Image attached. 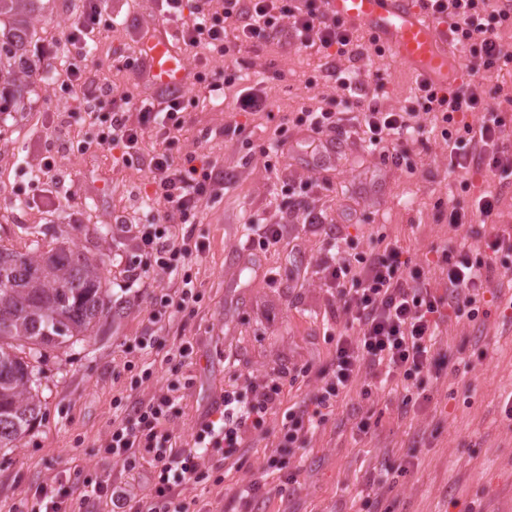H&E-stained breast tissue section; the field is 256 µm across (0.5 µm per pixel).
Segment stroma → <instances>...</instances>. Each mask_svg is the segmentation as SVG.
<instances>
[{
  "label": "stroma",
  "instance_id": "obj_1",
  "mask_svg": "<svg viewBox=\"0 0 512 512\" xmlns=\"http://www.w3.org/2000/svg\"><path fill=\"white\" fill-rule=\"evenodd\" d=\"M81 5L35 2L30 50L39 69L21 109L0 114V244L23 251L36 237L47 246L64 239L80 250L99 247L115 315L103 332L81 346L50 352L42 363V413L17 447L0 449V512H31L36 489L60 472L76 493L98 481L145 494L146 469L126 471L102 447L114 400L130 402L178 382L171 426L188 443L242 376L306 369V376L285 383L269 437L253 440L230 460L212 454L206 479L177 489L194 512H244L238 486L257 477L261 463L275 453L285 412L320 387L319 372L329 367L336 347L333 334L344 322L317 272L336 242L303 223L302 210H323L333 218L341 229L337 244L347 256L395 244L434 279L438 256L457 236L442 206L453 196L469 210L481 194L497 193L500 221L512 225V174L449 170L442 127L428 115L421 116L422 129L402 166L359 140L353 118L367 96L378 95L387 109L416 104L417 78L391 50L358 62L361 99L345 98L323 78L326 67L345 68L348 60L313 48L258 46L225 61L184 50L190 70L206 82L222 81L229 68L244 82L225 85L219 95L200 90L171 147L175 157L191 154L200 165L223 163L233 177L223 192L203 201L200 223L173 227L206 245L188 266L201 295L194 314L155 315L157 283L172 291L180 285L163 273L153 281L131 279L132 271L153 261L136 227L145 221L143 202L155 191L147 165L156 141L146 136L138 160L114 164L110 152L91 143L97 124H75L55 63L43 54L47 44L64 42ZM105 15L114 26L96 34L90 65L134 98L149 95L150 87L129 64L163 21L154 0H106ZM262 73L271 77L268 111L238 112L241 85H253ZM332 99L340 100L347 115L336 134L295 126L301 108L316 109ZM286 122L291 128L283 155L266 160L261 147L279 137ZM47 154L56 156L57 165L48 178H36ZM273 213L289 223L287 244L243 251V224ZM98 226L107 231L105 242L94 238ZM477 304L488 313L484 323L452 315L443 324L439 379L418 389L383 391L370 401L352 390L316 430L303 459L285 457L284 470L297 472L296 483L268 494L258 512H512V419L505 413L512 405V289H490ZM145 336L159 338L160 347L134 350ZM182 341L192 343V358L166 362L168 348ZM147 367L153 378L138 382L139 370ZM406 395L412 401L404 413ZM360 416L368 418L369 433L358 432ZM386 456H409L414 465L391 476L382 499L365 498L370 472Z\"/></svg>",
  "mask_w": 512,
  "mask_h": 512
}]
</instances>
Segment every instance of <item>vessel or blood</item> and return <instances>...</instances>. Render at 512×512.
Wrapping results in <instances>:
<instances>
[{
    "label": "vessel or blood",
    "mask_w": 512,
    "mask_h": 512,
    "mask_svg": "<svg viewBox=\"0 0 512 512\" xmlns=\"http://www.w3.org/2000/svg\"><path fill=\"white\" fill-rule=\"evenodd\" d=\"M330 11L374 34L420 81L445 91L460 78L448 35L417 9L415 0H327ZM141 77L159 89L179 90L189 69L175 33L158 26L141 48Z\"/></svg>",
    "instance_id": "b4317fda"
}]
</instances>
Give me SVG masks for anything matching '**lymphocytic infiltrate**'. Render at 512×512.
Segmentation results:
<instances>
[{"label":"lymphocytic infiltrate","mask_w":512,"mask_h":512,"mask_svg":"<svg viewBox=\"0 0 512 512\" xmlns=\"http://www.w3.org/2000/svg\"><path fill=\"white\" fill-rule=\"evenodd\" d=\"M424 9L448 25L456 44L467 47V69L474 80L465 88L441 92L421 83L417 102L426 113L439 114L446 128L441 135L448 143L450 169L486 168L492 171L512 169V146L505 143L506 121L498 108L488 101L489 93L475 77L512 63V49L503 43L498 30L512 25V0H422ZM160 14L175 21L190 13L192 22L183 42L190 48H204L223 58L239 52L242 44L260 38L322 49L336 48L338 56L352 60L368 57L376 38H364L344 21L330 15L323 0H157ZM103 0H87L80 22L67 35L70 61L63 82L66 93L86 108L108 107L109 126L99 133L97 144L103 149L121 148L123 162H131L140 151L146 133H154L162 147L156 150L148 171L158 191L146 215L148 223L141 236L144 246L154 254V269H142V277L152 270L180 277L175 293L155 296L160 308L194 310L199 293L192 278L184 274L186 265L203 251L202 244H190L188 238H175L168 232L172 223L196 224L202 214L205 196L218 195L224 189L225 175L216 163L204 170L186 166L167 153L165 143L180 134L186 123L183 92L169 91L156 99L133 105L128 94H115L110 83L100 80L86 62L87 44L100 28ZM236 37L227 40V27ZM476 112L478 124L453 128L456 113ZM363 142L371 150L402 165L407 153L408 134L418 126L415 113L387 110L371 104L356 119ZM499 198L482 195L475 211L459 204L448 208V226L460 229L479 220L488 226L482 251L466 244L442 251L437 265L443 275V289L432 288L419 268L403 259L400 247L362 258L359 274H352L351 261L332 256L321 264V272L345 323L336 334V349L330 370L324 372L322 385L307 402L289 411L279 430L278 448L286 454L305 448L310 434L352 386H359L363 397L379 390V379L408 382L424 374L441 371L436 352L439 329L447 312H465L477 320L475 297L491 288L498 273L500 253H512V228L495 227ZM283 372L255 378L246 377L244 388L224 393L221 418L202 422L190 446L178 447V436L168 423L174 415L175 399L170 392L120 406L104 441L105 448L132 471L148 462L154 480L146 496L127 489H111L103 483H91L71 497L62 476L35 492L37 512H88L97 501H110L112 512H190L187 502L178 500L177 486L205 479L204 462L212 452L233 458L248 442L270 434L268 419L281 402Z\"/></svg>","instance_id":"1"}]
</instances>
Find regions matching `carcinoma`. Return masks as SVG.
Here are the masks:
<instances>
[{
    "label": "carcinoma",
    "mask_w": 512,
    "mask_h": 512,
    "mask_svg": "<svg viewBox=\"0 0 512 512\" xmlns=\"http://www.w3.org/2000/svg\"><path fill=\"white\" fill-rule=\"evenodd\" d=\"M33 0H0V104L20 102L31 61ZM112 320L102 256L61 241L46 252L0 246V448H14L41 414L39 363Z\"/></svg>",
    "instance_id": "carcinoma-1"
}]
</instances>
